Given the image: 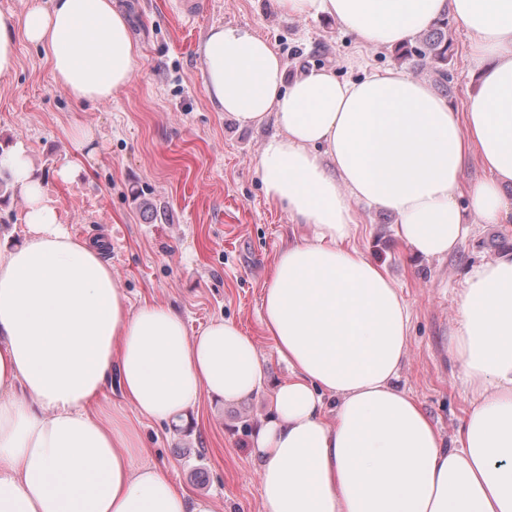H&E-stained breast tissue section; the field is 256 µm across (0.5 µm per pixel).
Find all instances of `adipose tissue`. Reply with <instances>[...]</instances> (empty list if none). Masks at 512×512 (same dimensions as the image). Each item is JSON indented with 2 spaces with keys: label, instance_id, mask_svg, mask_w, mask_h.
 <instances>
[{
  "label": "adipose tissue",
  "instance_id": "adipose-tissue-1",
  "mask_svg": "<svg viewBox=\"0 0 512 512\" xmlns=\"http://www.w3.org/2000/svg\"><path fill=\"white\" fill-rule=\"evenodd\" d=\"M335 18L365 47H398L448 16L470 35L477 89L464 107L386 69L291 77L245 27L201 41L205 92L239 127L277 129L257 167L265 193L311 239L279 254L263 326L290 375L275 386L254 340L218 319L190 334L159 301L133 306L75 238L23 144L0 168L23 195V236L0 244V512H215L142 463L135 417L178 419L202 397L270 391L253 437L264 512H512V256L470 269L454 355L472 409L452 442L397 381L410 310L377 262L348 245L355 204L394 214L422 258L455 252L472 219L511 224L512 0H278ZM39 47L77 101L106 103L138 64L112 0H28L0 13V76L17 41ZM485 176L468 183L472 159ZM115 384L132 416L100 406Z\"/></svg>",
  "mask_w": 512,
  "mask_h": 512
}]
</instances>
